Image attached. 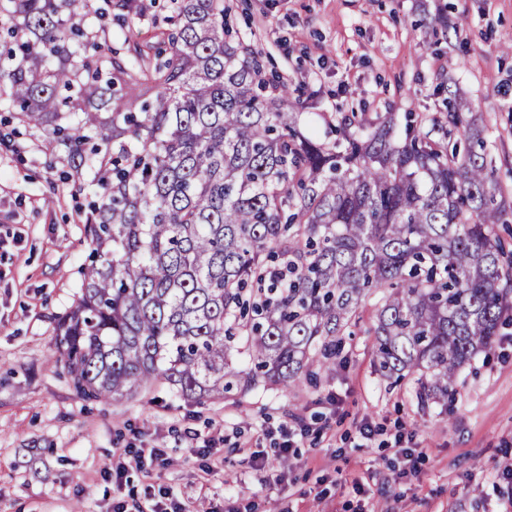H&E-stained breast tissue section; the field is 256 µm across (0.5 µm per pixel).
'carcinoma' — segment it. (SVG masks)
<instances>
[{"label":"carcinoma","instance_id":"carcinoma-1","mask_svg":"<svg viewBox=\"0 0 512 512\" xmlns=\"http://www.w3.org/2000/svg\"><path fill=\"white\" fill-rule=\"evenodd\" d=\"M107 2L124 19L153 6ZM2 20L0 97L65 146V178L92 170L103 189L81 294L54 326L78 397L165 382L202 403L330 371L380 290L377 371L414 377L425 405L512 316L507 203L467 103L448 97L428 131L344 115L321 142L224 28V0H171L166 48L124 55L77 0H0Z\"/></svg>","mask_w":512,"mask_h":512}]
</instances>
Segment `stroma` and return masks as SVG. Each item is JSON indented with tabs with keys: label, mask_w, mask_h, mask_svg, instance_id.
I'll return each mask as SVG.
<instances>
[{
	"label": "stroma",
	"mask_w": 512,
	"mask_h": 512,
	"mask_svg": "<svg viewBox=\"0 0 512 512\" xmlns=\"http://www.w3.org/2000/svg\"><path fill=\"white\" fill-rule=\"evenodd\" d=\"M170 0L127 23L105 13L113 47L163 41ZM233 33L290 89L300 126L417 112L444 118L449 90L472 103L512 202V0H224ZM447 32L432 31L436 16ZM65 150L0 110V512H112L142 476L107 471L125 446H164L155 487L197 512H497L512 498V325L461 372L447 401L421 406L414 382L381 378L368 329L376 297L343 340L334 373L237 400L187 404L159 384L86 402L55 368L54 320L80 294L93 174L62 179ZM371 439L359 433L363 424ZM296 453L276 454L283 440ZM268 460L256 474L243 446ZM416 448L414 474L401 453ZM210 463L202 477L201 463Z\"/></svg>",
	"instance_id": "35a3bbf8"
}]
</instances>
